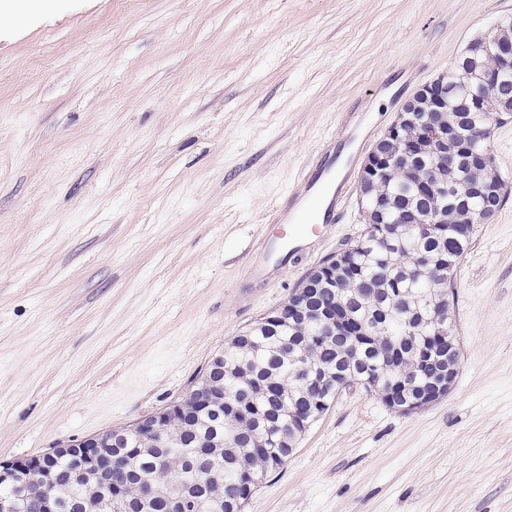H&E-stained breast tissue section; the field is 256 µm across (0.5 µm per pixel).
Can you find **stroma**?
<instances>
[{"mask_svg":"<svg viewBox=\"0 0 512 512\" xmlns=\"http://www.w3.org/2000/svg\"><path fill=\"white\" fill-rule=\"evenodd\" d=\"M0 26V459L187 395L233 336L364 230L343 223L258 286L249 266L359 108V161L512 0H54ZM508 191L457 269L460 369L402 414L343 391L243 512H512Z\"/></svg>","mask_w":512,"mask_h":512,"instance_id":"stroma-1","label":"stroma"}]
</instances>
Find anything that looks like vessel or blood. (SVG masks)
Instances as JSON below:
<instances>
[{
	"label": "vessel or blood",
	"instance_id": "1",
	"mask_svg": "<svg viewBox=\"0 0 512 512\" xmlns=\"http://www.w3.org/2000/svg\"><path fill=\"white\" fill-rule=\"evenodd\" d=\"M353 165V159L340 163L335 153L323 150L318 168L306 172L300 181V189L290 190L286 201L278 207L275 223L307 225L318 220L326 224L340 221L352 187L349 172ZM305 245L306 240L302 237L291 242L281 237L266 238L261 250L251 259L254 280L267 282L283 251L295 255L302 252Z\"/></svg>",
	"mask_w": 512,
	"mask_h": 512
}]
</instances>
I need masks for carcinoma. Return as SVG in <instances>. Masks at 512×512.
<instances>
[{
    "label": "carcinoma",
    "mask_w": 512,
    "mask_h": 512,
    "mask_svg": "<svg viewBox=\"0 0 512 512\" xmlns=\"http://www.w3.org/2000/svg\"><path fill=\"white\" fill-rule=\"evenodd\" d=\"M448 107L419 109L403 116L416 138L414 158L398 159L380 178L361 187L366 231L324 260L331 279L308 273L285 304L234 336L223 364L211 369V384L237 402L224 401L174 415L167 431L139 440L112 430L104 445L116 457L121 486L120 512H163L151 491L171 485L179 473L187 490L200 495L197 512H227L249 499V475L266 479L284 467L297 436V419L316 405L326 411L335 400L330 385H313L329 372L377 384L383 401L408 403L440 379L434 350L448 354L437 328L455 334V273L468 250L475 226L503 205L506 194L488 201L477 194L484 173L465 162L489 150L488 138L473 132L490 127L482 112H466L479 95L512 97V74L491 89L460 82L457 66L448 69ZM449 127L446 141L420 135L426 127ZM369 336L355 347L350 336ZM79 461L54 464L50 488L57 512H89L96 484L75 478ZM40 493L36 482L1 487L0 497L16 499L19 512H34L29 502Z\"/></svg>",
    "instance_id": "1"
}]
</instances>
